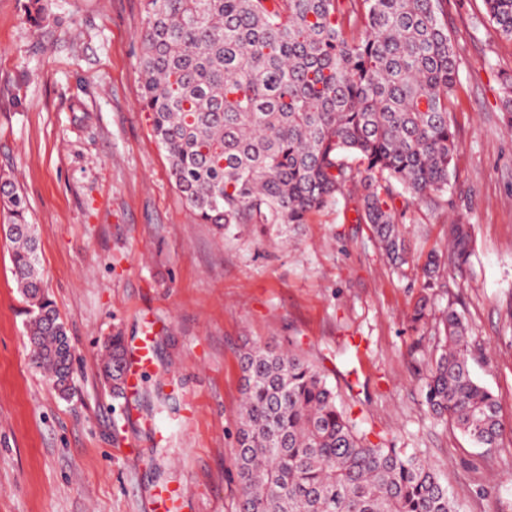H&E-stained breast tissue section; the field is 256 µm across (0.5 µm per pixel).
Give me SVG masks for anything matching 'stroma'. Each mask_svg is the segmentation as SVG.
I'll list each match as a JSON object with an SVG mask.
<instances>
[{
	"label": "stroma",
	"instance_id": "obj_1",
	"mask_svg": "<svg viewBox=\"0 0 512 512\" xmlns=\"http://www.w3.org/2000/svg\"><path fill=\"white\" fill-rule=\"evenodd\" d=\"M26 4L0 0V175L28 201L74 360L60 395L33 362L0 236V512H154L159 498L169 512H237L239 355L258 346L319 367L372 442L440 471L458 512H512V434L474 447L425 402V363L453 308L474 376L512 421V40L483 0H447L460 148L452 189L406 211L414 262L402 273L357 223L355 195L304 224L200 223L141 109L142 0H47L38 25ZM453 223L472 227L469 263L421 292ZM114 334L150 347L125 400L102 374Z\"/></svg>",
	"mask_w": 512,
	"mask_h": 512
}]
</instances>
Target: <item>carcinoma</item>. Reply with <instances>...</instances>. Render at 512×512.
Masks as SVG:
<instances>
[{"instance_id": "cac0c4a2", "label": "carcinoma", "mask_w": 512, "mask_h": 512, "mask_svg": "<svg viewBox=\"0 0 512 512\" xmlns=\"http://www.w3.org/2000/svg\"><path fill=\"white\" fill-rule=\"evenodd\" d=\"M445 0H144L141 108L171 177L204 224H305L360 194L364 222L397 268L410 262L398 189L424 204L452 187L450 121L459 63ZM512 40V0H484ZM13 271L32 318L36 367L72 374L66 330L43 287L38 241L18 187L0 180ZM420 288L468 261L471 228L451 224ZM425 401L480 448L512 422L474 379L467 327L443 314ZM104 378L124 397L123 337L105 342ZM234 453L238 512H457L440 473L373 444L312 364L291 351L241 355Z\"/></svg>"}]
</instances>
